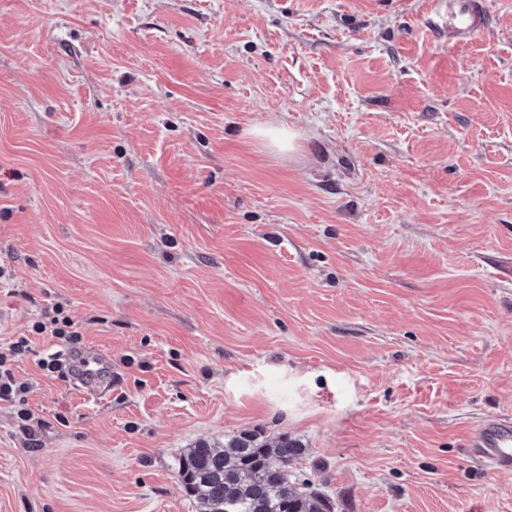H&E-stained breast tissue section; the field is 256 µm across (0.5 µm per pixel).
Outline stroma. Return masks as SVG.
Instances as JSON below:
<instances>
[{
	"label": "stroma",
	"instance_id": "obj_1",
	"mask_svg": "<svg viewBox=\"0 0 512 512\" xmlns=\"http://www.w3.org/2000/svg\"><path fill=\"white\" fill-rule=\"evenodd\" d=\"M0 0V512H195L285 435L335 512H512V0ZM296 134L279 152L251 133ZM63 307L101 397L41 369ZM432 3L448 37L474 40L488 27V8L484 0H434ZM8 354L0 352V400L8 402H17L19 405H25L26 388L22 383H17L16 378L9 367L8 362L11 358L23 356L29 351V340L26 336L18 337L15 341L9 343ZM468 448L495 472L512 470V420L490 416L470 434Z\"/></svg>",
	"mask_w": 512,
	"mask_h": 512
}]
</instances>
